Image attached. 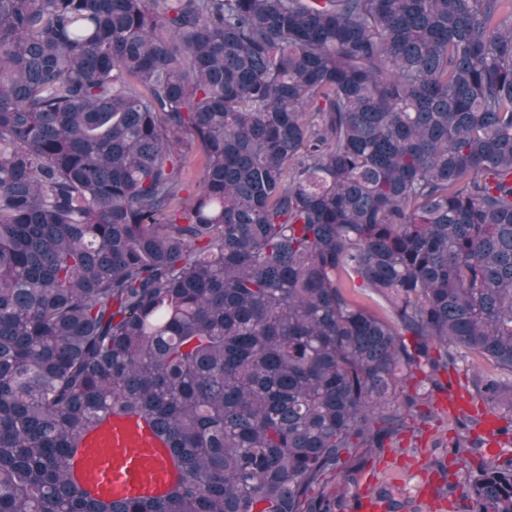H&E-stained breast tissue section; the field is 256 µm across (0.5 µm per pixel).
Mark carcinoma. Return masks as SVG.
<instances>
[{"label":"carcinoma","mask_w":512,"mask_h":512,"mask_svg":"<svg viewBox=\"0 0 512 512\" xmlns=\"http://www.w3.org/2000/svg\"><path fill=\"white\" fill-rule=\"evenodd\" d=\"M461 357L512 374V0H0V512H348ZM114 416L171 489L81 488Z\"/></svg>","instance_id":"cac0c4a2"}]
</instances>
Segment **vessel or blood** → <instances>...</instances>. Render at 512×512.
Here are the masks:
<instances>
[{
	"label": "vessel or blood",
	"instance_id": "vessel-or-blood-1",
	"mask_svg": "<svg viewBox=\"0 0 512 512\" xmlns=\"http://www.w3.org/2000/svg\"><path fill=\"white\" fill-rule=\"evenodd\" d=\"M497 420H483V448L497 456L504 444ZM78 465L88 486L109 498L166 490L177 479L164 444L149 429L128 417H115L85 441Z\"/></svg>",
	"mask_w": 512,
	"mask_h": 512
}]
</instances>
